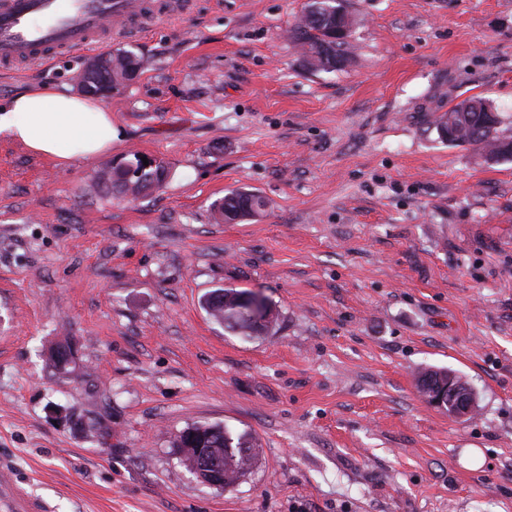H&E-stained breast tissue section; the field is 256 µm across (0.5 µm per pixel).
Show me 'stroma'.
Returning <instances> with one entry per match:
<instances>
[{
	"mask_svg": "<svg viewBox=\"0 0 512 512\" xmlns=\"http://www.w3.org/2000/svg\"><path fill=\"white\" fill-rule=\"evenodd\" d=\"M309 2L190 0L110 41L146 61L100 100L111 152L63 167L0 136V476L48 512H512V159L437 130L474 96L512 138V0H347L330 72L288 39ZM87 60L0 73V104L76 92ZM131 153L162 189L90 192ZM236 189L265 214L214 222ZM219 288L274 322L217 323ZM424 368L476 409L430 405ZM193 424L255 446L235 486L183 466ZM240 293L241 291H235L233 289L221 288L215 290L206 295L203 301V307L216 322L224 324L225 327L234 331H239L245 336H250L253 333H259L268 329L269 325L274 321L273 314L265 323L259 325L224 323L225 308L229 307L233 303L236 295ZM448 385H441L439 392L428 395L427 400L435 407L443 408L446 405L452 406L456 417L469 415L476 404V394L469 385H463L456 381L448 370L425 368L421 370L417 378V388L421 395L428 394V387L438 386L440 382Z\"/></svg>",
	"mask_w": 512,
	"mask_h": 512,
	"instance_id": "35a3bbf8",
	"label": "stroma"
}]
</instances>
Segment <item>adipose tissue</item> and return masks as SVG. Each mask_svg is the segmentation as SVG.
Returning a JSON list of instances; mask_svg holds the SVG:
<instances>
[{
    "mask_svg": "<svg viewBox=\"0 0 512 512\" xmlns=\"http://www.w3.org/2000/svg\"><path fill=\"white\" fill-rule=\"evenodd\" d=\"M0 135L64 166L111 150L112 114L92 98L35 86L0 106Z\"/></svg>",
    "mask_w": 512,
    "mask_h": 512,
    "instance_id": "adipose-tissue-1",
    "label": "adipose tissue"
}]
</instances>
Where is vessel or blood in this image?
I'll return each mask as SVG.
<instances>
[{"label": "vessel or blood", "instance_id": "b4317fda", "mask_svg": "<svg viewBox=\"0 0 512 512\" xmlns=\"http://www.w3.org/2000/svg\"><path fill=\"white\" fill-rule=\"evenodd\" d=\"M163 17L153 0H0V67L90 51L128 33L133 20L154 26ZM0 512L45 509L4 477Z\"/></svg>", "mask_w": 512, "mask_h": 512}]
</instances>
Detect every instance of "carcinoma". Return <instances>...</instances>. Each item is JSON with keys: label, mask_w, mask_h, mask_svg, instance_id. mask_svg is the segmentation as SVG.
<instances>
[{"label": "carcinoma", "mask_w": 512, "mask_h": 512, "mask_svg": "<svg viewBox=\"0 0 512 512\" xmlns=\"http://www.w3.org/2000/svg\"><path fill=\"white\" fill-rule=\"evenodd\" d=\"M349 16L344 0H312L303 16L290 30L292 40L300 47L303 65L312 71H331L341 68L339 62L347 60L349 36L340 34V25ZM112 62V82L124 85L143 68V60L136 53L117 49L108 55ZM500 116L483 98L470 97L458 103L441 117L437 124L440 136L450 143L468 144L482 150L485 160L511 159L507 146L512 140L504 137L499 127ZM164 179L150 169L128 184L123 172L116 167L104 168L95 178V189L106 191L114 198L137 197L145 193L148 185L162 187ZM266 203L257 194L245 190H231L215 202L212 215L217 221H244L258 216ZM238 292L219 289L206 295L203 307L216 322L238 331L245 336L269 328L274 318L259 325L224 323L225 308L230 306ZM448 381V371L425 368L417 378L421 395L428 394V387ZM216 463L224 467V485L232 487L254 463L257 452L244 437L235 436L229 430L213 437Z\"/></svg>", "instance_id": "carcinoma-1"}]
</instances>
